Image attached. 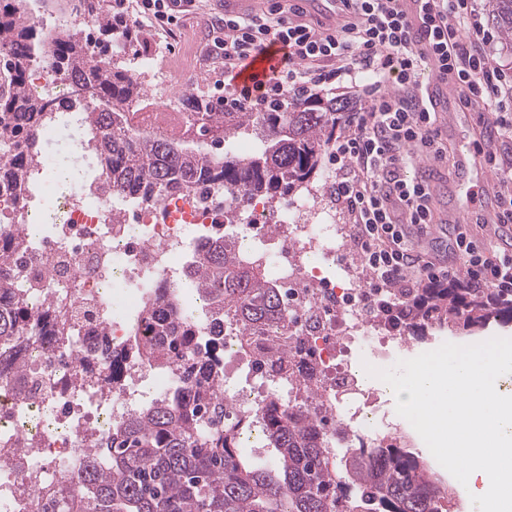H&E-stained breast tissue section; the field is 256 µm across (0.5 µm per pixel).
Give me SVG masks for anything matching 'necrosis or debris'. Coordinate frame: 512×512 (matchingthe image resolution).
<instances>
[{
  "label": "necrosis or debris",
  "instance_id": "obj_1",
  "mask_svg": "<svg viewBox=\"0 0 512 512\" xmlns=\"http://www.w3.org/2000/svg\"><path fill=\"white\" fill-rule=\"evenodd\" d=\"M86 124L85 113L58 112L39 126L44 143L72 133L83 173L41 153L22 207L5 209L0 221V242L10 248L0 266L10 282L0 309L25 300L38 328L0 360V512H51L50 496H73L75 475L110 427L171 391V374L134 355L141 319L148 306L163 305V288L185 283L193 254L218 227L237 259L279 288L288 312L279 344L316 375L310 389L280 379L259 357L266 337L225 327L221 395L246 424L242 447H263L269 406L300 403L318 406L321 431L338 453L391 442L414 447L415 429L402 428L347 359L356 346L389 360L408 338L350 282L336 215L319 204L318 189L275 206L258 197L241 202L220 187L147 201L108 189L86 146ZM129 125L179 140L197 122L151 106L130 113ZM337 424L345 439L332 436Z\"/></svg>",
  "mask_w": 512,
  "mask_h": 512
}]
</instances>
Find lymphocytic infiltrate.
<instances>
[{"label":"lymphocytic infiltrate","instance_id":"1","mask_svg":"<svg viewBox=\"0 0 512 512\" xmlns=\"http://www.w3.org/2000/svg\"><path fill=\"white\" fill-rule=\"evenodd\" d=\"M195 7V0H112L115 20L129 28L149 21L166 30ZM352 20L315 26L300 21L288 0L264 11L220 16L211 26L207 55L224 78L218 104L228 112H266L305 99L311 88L354 77L356 65L371 71L370 102L351 112L345 131L327 146L329 192L354 220L353 241L369 276L377 308H397L418 282L467 280L473 288L512 295V252H487L466 232L451 248L461 265H439L416 254L414 239L433 222L426 180L410 176L418 157L442 158L433 98L418 81L424 68L466 87L467 99L495 103L494 123L512 121V76L486 53L495 36L477 19L474 0H418L416 14L400 0H351ZM287 47L286 64L266 83L234 85L235 70L263 47Z\"/></svg>","mask_w":512,"mask_h":512}]
</instances>
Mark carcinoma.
<instances>
[{"instance_id":"cac0c4a2","label":"carcinoma","mask_w":512,"mask_h":512,"mask_svg":"<svg viewBox=\"0 0 512 512\" xmlns=\"http://www.w3.org/2000/svg\"><path fill=\"white\" fill-rule=\"evenodd\" d=\"M102 0H74L72 12L96 24L112 44L131 43L134 32L105 17ZM492 18L512 43V0H492ZM44 34L26 17L24 0H0V55L8 62L12 90L0 96V205L24 201L23 178L37 156L33 148L46 112L72 107L88 114L86 138L112 189L158 201L173 192L211 184L253 197L275 198L318 173L320 159L345 120L336 100L296 103L282 111L226 112L224 137L250 127L263 147L251 156H228L184 146L156 135L132 133L126 113L144 96L126 63L105 58L100 41L76 31L54 42L49 64L64 78L92 88L90 97L57 103L31 92L29 73L40 61ZM182 107L201 126L218 120L209 100L185 94ZM188 279L206 319L220 327L233 321L246 336H274L286 325L278 289L241 264L217 235L190 265ZM401 318L414 336L426 325L477 335L512 320V297L491 289L453 284L423 288ZM35 324L25 302L0 312V345L30 336ZM137 353L145 365L175 373L173 390L112 427L101 460L89 454L78 477L77 500L54 504L59 512H451L454 491L427 462L402 445L356 448L336 459L308 407L272 410L262 422L275 450L270 468L253 467L239 452L240 424L224 420L218 384L224 378L223 331L204 337L199 320L170 302L143 320Z\"/></svg>"}]
</instances>
